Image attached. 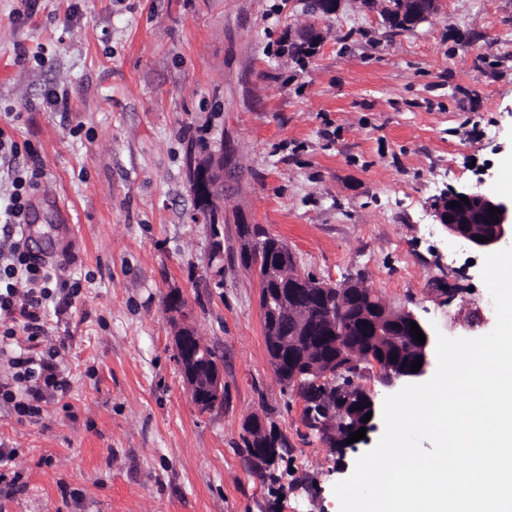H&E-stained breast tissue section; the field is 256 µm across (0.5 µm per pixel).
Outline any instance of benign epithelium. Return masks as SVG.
<instances>
[{"instance_id":"1","label":"benign epithelium","mask_w":512,"mask_h":512,"mask_svg":"<svg viewBox=\"0 0 512 512\" xmlns=\"http://www.w3.org/2000/svg\"><path fill=\"white\" fill-rule=\"evenodd\" d=\"M408 2V23L413 27L434 15L442 0H406ZM235 176L230 165L224 163V144L202 151L192 169L191 191L214 192L224 188V180ZM467 197L468 202L461 201ZM456 201L452 208L449 203ZM502 210L498 218L489 214L490 207ZM433 213L437 223L455 238L462 239L478 250H493L512 240V201L502 200L477 186L452 190L435 200ZM487 242L480 243L477 238ZM279 253L276 263H267L263 280L278 284L276 288H264L260 292V308L263 319L275 320L289 305H294V319L297 334L289 341L269 333V361L276 376L285 383L296 385L308 377L317 386L330 390V385L347 378L345 394L331 405L330 414L342 424L343 433L336 435L338 448L346 449L350 435L366 428V432L376 429L377 404L368 390L355 382L353 373L361 363L359 355L351 350L349 337L336 329V305L351 295V290L336 284L324 283L302 274L292 252L283 243H276ZM256 238L253 234L241 237V253L244 264L259 270L256 261ZM356 291L365 300L368 311L364 322L366 341L371 347L383 348L388 344L402 347L414 339L411 323H417L426 337L425 344L414 343L413 354L406 360H393L386 356L369 357L379 373L381 382L394 387L425 376L435 355V338L430 328L414 313L407 310L390 309L376 293L365 286H357ZM315 300L328 312L329 324L325 328L327 338L322 343L329 344L324 357L314 361L307 356L305 348L311 345L315 329L309 322L307 308L302 299ZM167 311L171 328V343L178 359L185 389L195 408L201 413L210 412L224 406V370L216 357L208 354V346L197 336L191 311L184 301L173 295L168 300ZM423 358L421 369L411 372L412 362ZM372 417L366 423H358L367 413ZM246 432L252 441H260L268 433L263 418L255 415L248 419Z\"/></svg>"}]
</instances>
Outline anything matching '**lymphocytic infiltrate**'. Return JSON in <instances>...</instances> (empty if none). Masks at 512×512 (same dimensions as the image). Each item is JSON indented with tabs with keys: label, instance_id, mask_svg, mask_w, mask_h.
Wrapping results in <instances>:
<instances>
[{
	"label": "lymphocytic infiltrate",
	"instance_id": "obj_1",
	"mask_svg": "<svg viewBox=\"0 0 512 512\" xmlns=\"http://www.w3.org/2000/svg\"><path fill=\"white\" fill-rule=\"evenodd\" d=\"M20 154L16 142L0 137V169L13 170L12 190L7 203L0 208V231L6 236L0 243V316L9 317L12 324L0 331V339H13L20 331L30 345L47 332V302L59 293L77 296L81 284L59 277L54 264L35 260L16 236L27 219L29 190L40 176L35 168H15ZM29 345L14 351L9 358L11 379L0 382V401L11 404L18 417L33 422L40 417L44 403L56 393L65 392L68 383L57 372V350L48 349L37 355Z\"/></svg>",
	"mask_w": 512,
	"mask_h": 512
}]
</instances>
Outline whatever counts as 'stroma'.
I'll use <instances>...</instances> for the list:
<instances>
[{
	"label": "stroma",
	"mask_w": 512,
	"mask_h": 512,
	"mask_svg": "<svg viewBox=\"0 0 512 512\" xmlns=\"http://www.w3.org/2000/svg\"><path fill=\"white\" fill-rule=\"evenodd\" d=\"M0 0V133L30 144V255L79 279L47 306L69 387L35 423L0 402L21 478L0 512H339L334 485L380 431L339 452L272 371L259 224L306 276L357 281L449 337L489 333L483 254L435 223L447 191L505 197L512 161V0H442L407 31L359 0ZM328 30L303 64L288 55ZM223 142L219 235L193 223L190 167ZM180 294L224 367L198 413L171 346ZM254 414L288 444L279 482L244 443Z\"/></svg>",
	"instance_id": "1"
}]
</instances>
